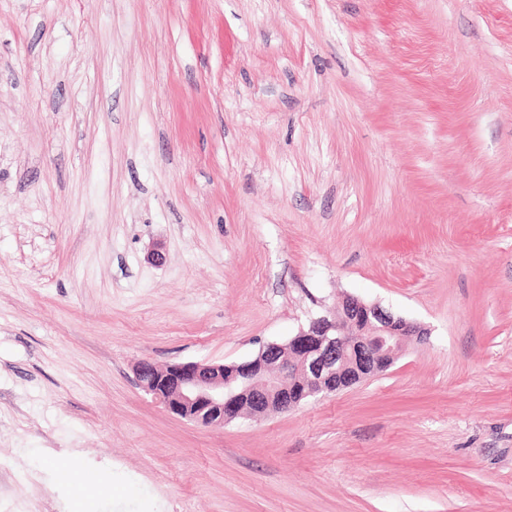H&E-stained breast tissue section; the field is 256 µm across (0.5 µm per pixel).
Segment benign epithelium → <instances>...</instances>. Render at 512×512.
<instances>
[{
  "instance_id": "7a95c632",
  "label": "benign epithelium",
  "mask_w": 512,
  "mask_h": 512,
  "mask_svg": "<svg viewBox=\"0 0 512 512\" xmlns=\"http://www.w3.org/2000/svg\"><path fill=\"white\" fill-rule=\"evenodd\" d=\"M425 329L378 304L348 297L340 311L310 320L285 344L267 343L239 364L175 363L135 366L139 386L172 415L203 426L240 417L259 418L288 411L318 394L336 364L372 370L390 368Z\"/></svg>"
}]
</instances>
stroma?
<instances>
[{"instance_id": "35a3bbf8", "label": "stroma", "mask_w": 512, "mask_h": 512, "mask_svg": "<svg viewBox=\"0 0 512 512\" xmlns=\"http://www.w3.org/2000/svg\"><path fill=\"white\" fill-rule=\"evenodd\" d=\"M349 296L426 343L221 426L136 381ZM0 512H512V0H0Z\"/></svg>"}]
</instances>
